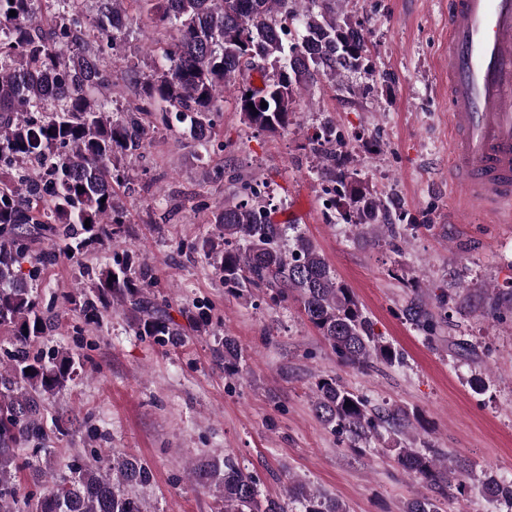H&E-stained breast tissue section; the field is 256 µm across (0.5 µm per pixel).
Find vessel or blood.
<instances>
[{
	"label": "vessel or blood",
	"instance_id": "vessel-or-blood-1",
	"mask_svg": "<svg viewBox=\"0 0 512 512\" xmlns=\"http://www.w3.org/2000/svg\"><path fill=\"white\" fill-rule=\"evenodd\" d=\"M449 178L512 219V0H448Z\"/></svg>",
	"mask_w": 512,
	"mask_h": 512
}]
</instances>
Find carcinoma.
<instances>
[{"mask_svg":"<svg viewBox=\"0 0 512 512\" xmlns=\"http://www.w3.org/2000/svg\"><path fill=\"white\" fill-rule=\"evenodd\" d=\"M125 2L97 0L90 19L82 0H55L60 20L46 25L36 18L33 0H0V173L9 174L0 179V330L13 345L9 363L0 364V512H144L131 489L153 478L139 457L101 451L88 461L43 468L50 451L44 447L41 408L71 379L74 358L34 350L48 323L22 264L43 263L50 253L31 254V237L66 242L64 251L73 259L115 234L114 226L125 217L114 190L123 178L117 163L143 155L148 115L169 130L175 123L183 126L204 146L214 135L224 94L231 93L245 123L277 134L292 124L297 99L310 90L315 75L334 81L341 70L372 69L362 24L347 14L336 16V9L323 6L327 0H133L176 37L163 50L146 45L145 54L156 62L137 75L140 104L114 116L93 92L118 85L105 57L122 46ZM11 10L16 15H9ZM246 71L260 74L261 85L244 79ZM307 140L305 148L329 183L326 220L396 236L404 214L359 178L351 152L340 149L345 140L336 126L328 121ZM212 223L221 227L223 241L206 239L200 252L227 292H269L280 302L297 297L343 364L364 369L400 360L392 344L375 337L351 289L298 225L272 222L260 190L246 184L243 194L232 192L212 212ZM87 277L90 292L81 305L86 321H93L100 306L120 307L134 314L140 336L164 342L180 335L152 291L151 267L138 253L127 251L112 267ZM436 302L437 314L415 294L403 316L432 335L448 321V293L441 292ZM241 359L236 339L224 337V374L239 373ZM312 405L327 428L353 445L384 432L404 434L420 422L401 407L370 405L331 375L315 380ZM396 460L431 492L409 499L403 512H439L440 500L465 489L461 461L441 449L404 444L396 449ZM25 469L40 489L25 492L17 486V474ZM189 476L214 487L220 512H284L277 500H259L255 478L230 455L193 465ZM485 491L512 507V482L489 478ZM289 492L302 512H346L341 501L300 482Z\"/></svg>","mask_w":512,"mask_h":512,"instance_id":"1","label":"carcinoma"}]
</instances>
